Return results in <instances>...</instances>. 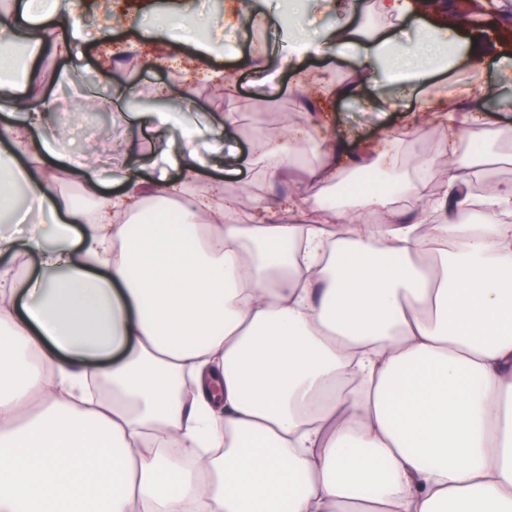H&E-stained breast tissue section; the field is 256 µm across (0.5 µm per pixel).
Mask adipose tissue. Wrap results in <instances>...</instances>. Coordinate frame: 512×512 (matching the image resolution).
<instances>
[{
    "label": "adipose tissue",
    "instance_id": "ef3b65f1",
    "mask_svg": "<svg viewBox=\"0 0 512 512\" xmlns=\"http://www.w3.org/2000/svg\"><path fill=\"white\" fill-rule=\"evenodd\" d=\"M373 9L374 30L346 20L315 40L289 21L280 70L245 63L273 88L293 70V93L320 102L355 98L381 62L417 86L437 62L482 58L419 0ZM406 20L420 43L392 36ZM72 29L56 0L0 15V99L18 114L0 124V512H512V228L494 221L512 183L457 220L497 161L471 148L474 127L500 134L487 89L427 94L448 159L427 196L432 160L399 175L398 138L352 150L314 112L261 145L268 176L288 180L318 147L275 205L212 200L222 160L188 141L107 193L58 136L56 102L27 96ZM306 53L358 64L341 80L297 68ZM383 168L397 180L336 196L345 171ZM23 254L38 272L12 264Z\"/></svg>",
    "mask_w": 512,
    "mask_h": 512
}]
</instances>
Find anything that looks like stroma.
I'll return each instance as SVG.
<instances>
[{"instance_id": "obj_1", "label": "stroma", "mask_w": 512, "mask_h": 512, "mask_svg": "<svg viewBox=\"0 0 512 512\" xmlns=\"http://www.w3.org/2000/svg\"><path fill=\"white\" fill-rule=\"evenodd\" d=\"M171 0H111L113 13L130 20L127 28H116L109 18H102L97 34L70 39L59 53H47L42 67L46 74L40 88L43 95L56 99V123L68 128V146L76 152L95 155L112 152L111 171L101 172L103 182L120 181L129 175H140L134 158H150L159 142L181 145L182 126H170L157 132L143 124L137 111L130 108L113 112L102 120L79 103L87 93L106 97L112 81H133L143 88L173 84L174 73L165 60L151 56V43L144 34L163 21L162 13ZM195 21L211 29L214 39L223 45L220 56L196 59L193 72L197 77L190 99L175 98L167 110L179 115L182 125H189L194 144L202 157L222 153L225 189L234 194L242 208L256 204H275L284 194V186L263 177L264 160L259 150L263 139L278 137L285 132L286 121H304L303 104L287 92L292 77L281 73L279 88L259 91V75L244 66L245 57L261 54L270 66H278L287 49L276 25L267 26L263 35L266 46L257 51L254 30L242 20L227 21L225 7L218 0H190ZM446 11L481 14L482 26L463 27V34L472 40L496 42L501 52L512 54V0H440ZM212 70L229 74L237 89L233 96L214 94L203 76ZM476 73L477 84L494 88L486 101L488 111L495 115L502 131V149L512 148V77L502 78L497 58L486 59L481 65L468 60L458 61L445 72L433 74L432 83H459L465 75ZM424 88L412 89L392 83L382 69H375L361 94L347 101L327 104L323 117L328 136L357 146L387 136H403L402 154L405 161L420 156L435 158L428 192L438 190L443 177L444 157L439 154L441 135L430 131L422 139L413 138L415 129L425 127L423 118ZM233 112L239 123L230 140L218 136L215 126L224 113Z\"/></svg>"}]
</instances>
